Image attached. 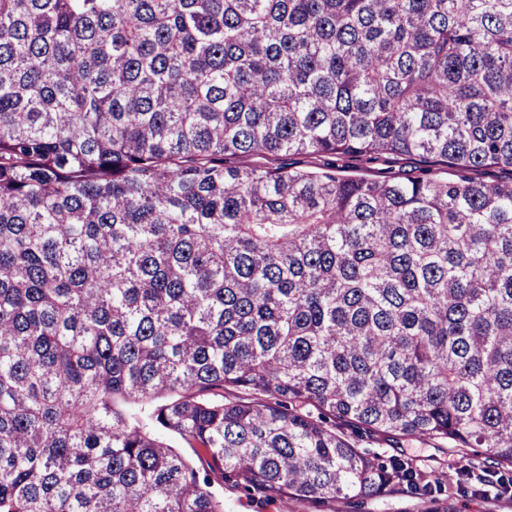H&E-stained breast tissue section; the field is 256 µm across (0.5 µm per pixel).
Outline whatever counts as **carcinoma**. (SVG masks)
<instances>
[{
    "label": "carcinoma",
    "mask_w": 512,
    "mask_h": 512,
    "mask_svg": "<svg viewBox=\"0 0 512 512\" xmlns=\"http://www.w3.org/2000/svg\"><path fill=\"white\" fill-rule=\"evenodd\" d=\"M295 152L457 175L228 163ZM494 167L512 0H0V512H224L162 431L286 500L427 490L348 427L512 467Z\"/></svg>",
    "instance_id": "cac0c4a2"
}]
</instances>
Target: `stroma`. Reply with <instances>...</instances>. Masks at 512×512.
<instances>
[{
  "label": "stroma",
  "instance_id": "35a3bbf8",
  "mask_svg": "<svg viewBox=\"0 0 512 512\" xmlns=\"http://www.w3.org/2000/svg\"><path fill=\"white\" fill-rule=\"evenodd\" d=\"M279 165L292 169H317L335 164L343 175L367 179L394 177L401 180L423 176L425 167L412 156H389L376 161L358 158H330L326 155L289 154ZM348 441L360 451L381 459L398 458L425 472L440 484L437 492L425 493L400 483L377 497H352L336 501L282 502L265 494L246 490L233 482L211 475L212 489L224 500V512H512V489L502 494L488 492L477 476L491 464L484 449L462 451L450 448L446 440L427 436L388 441L368 434L346 431Z\"/></svg>",
  "mask_w": 512,
  "mask_h": 512
}]
</instances>
